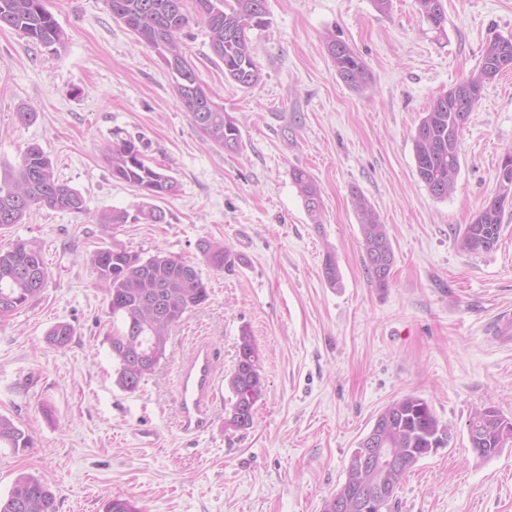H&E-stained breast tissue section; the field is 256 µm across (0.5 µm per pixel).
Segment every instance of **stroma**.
<instances>
[{"label":"stroma","mask_w":512,"mask_h":512,"mask_svg":"<svg viewBox=\"0 0 512 512\" xmlns=\"http://www.w3.org/2000/svg\"><path fill=\"white\" fill-rule=\"evenodd\" d=\"M44 6L68 35L64 48L0 28V167L39 145L87 210L37 207L0 230L1 251L34 241L48 268L38 300L0 322V414L34 438L22 455L0 447V496L29 473L51 486L56 512H103L118 493L142 512H325L379 412L414 394L450 438L410 471L391 512H512V447L481 461L468 441L476 409L512 417V339L495 334L498 313L512 309V210L492 250L456 245L496 194L512 149V71L488 82L471 112L448 198L432 197L419 178L412 141L431 101L477 68L491 38L512 34V0H444L441 34L415 0H392L385 12L374 0H267L269 24L252 32L262 79L248 90L225 81L205 26L191 22L186 56L235 119V152L190 123L163 63L103 0ZM328 33L366 64L363 90L338 78ZM26 107L35 115L23 125L16 113ZM116 131L139 140L180 190L161 203L165 223L122 224L108 237L98 213L143 203L112 177L106 149ZM296 167L320 187V222L291 181ZM356 193L393 244L383 289L363 266ZM205 240L223 241L235 264L203 266ZM107 242L199 264L209 288L133 394L116 383L115 327L84 261ZM329 251L337 288L323 275ZM59 322L75 330L62 350L45 341ZM244 328L259 349L265 394L252 425L234 430L225 425L227 381ZM198 336L221 352L222 401L212 428L186 437L176 428V368Z\"/></svg>","instance_id":"35a3bbf8"}]
</instances>
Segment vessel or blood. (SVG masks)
<instances>
[{"mask_svg":"<svg viewBox=\"0 0 512 512\" xmlns=\"http://www.w3.org/2000/svg\"><path fill=\"white\" fill-rule=\"evenodd\" d=\"M220 356V350L200 340L180 365L175 405L178 427L184 434L204 431L210 425V406L216 397V363Z\"/></svg>","mask_w":512,"mask_h":512,"instance_id":"b4317fda","label":"vessel or blood"}]
</instances>
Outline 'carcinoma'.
Masks as SVG:
<instances>
[{"label": "carcinoma", "mask_w": 512, "mask_h": 512, "mask_svg": "<svg viewBox=\"0 0 512 512\" xmlns=\"http://www.w3.org/2000/svg\"><path fill=\"white\" fill-rule=\"evenodd\" d=\"M112 16L134 34L137 41L152 48L159 41L168 43L170 52L186 60L180 39L190 22L186 0H104ZM417 9L435 30H445L443 0H415ZM196 18L208 28L213 54L224 63V77L241 89L254 87L261 80L250 32L268 25L267 0H194ZM9 27L31 42L45 47H64L68 36L42 0H0V28ZM326 52L337 76L351 89L364 88L371 74L357 52L334 36L325 39ZM512 69V35H497L485 47L478 69L433 100L416 127L412 140L419 178L429 193L444 199L456 189L460 170L459 119L469 116L481 102L485 85L500 73ZM182 109L192 125L207 139L232 150L241 145L240 129L219 105L202 102L195 69H190L192 83L185 86L183 73L171 72ZM107 161L112 178L137 189L146 202L131 214L125 210L103 211L98 224L109 233L127 223L159 224L165 211L156 202L177 195L179 183L161 167L146 162L136 141L116 136L108 148ZM292 183L302 197L308 216L319 222L322 198L314 178L302 168L290 172ZM497 193L474 214L457 236L459 249L468 254L492 250L498 243L506 209L512 208V150L498 167ZM353 204L360 218L364 267L377 288L389 285L395 261L394 249L386 225L369 203L353 194ZM35 207L82 212L83 196L56 176L51 158L38 145L22 153L18 167L0 175V228L20 224ZM199 251L207 266L222 271L235 263L222 241H204ZM85 263L95 274L106 295L112 318L122 327L110 336L115 358L118 386L127 393L139 390L155 367L153 361L166 356L172 329L183 315L204 305L209 299L207 284L196 265L175 256L144 258L114 244L99 246L89 252ZM323 275L331 286H339L341 276L333 253L326 252ZM47 266L40 247L19 240L13 248L0 252V310L12 314L29 306L45 288ZM74 335L67 323H58L47 334V342L56 349L67 347ZM229 388L232 405L225 426L245 429L253 422L254 408L263 397L265 383L260 371V355L251 332L241 330ZM473 454L481 460L498 456L512 444V419L498 409L487 407L474 412L468 423ZM449 431L434 415L428 402L408 394L388 404L376 417L373 431L359 442L346 465V478L330 499L325 512H337L336 503L376 483L393 489L401 486L410 469L432 451L443 448ZM24 453L34 446L33 437L10 418L0 415V446ZM391 448V465L379 472L368 470L362 449ZM0 512H55V496L49 486L32 475L19 476L11 492L0 498ZM104 512H140L135 502L120 495L107 500Z\"/></svg>", "instance_id": "obj_1"}]
</instances>
